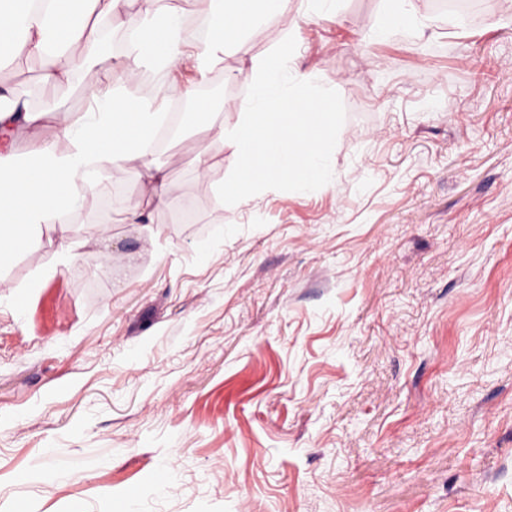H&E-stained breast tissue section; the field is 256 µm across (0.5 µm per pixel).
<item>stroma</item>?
<instances>
[{
	"label": "stroma",
	"mask_w": 512,
	"mask_h": 512,
	"mask_svg": "<svg viewBox=\"0 0 512 512\" xmlns=\"http://www.w3.org/2000/svg\"><path fill=\"white\" fill-rule=\"evenodd\" d=\"M388 6L288 0L227 48L223 107L156 152L164 204L113 167L71 218L103 238L0 269V512H512V0H412L381 38ZM290 35V70L345 106L333 179L221 206L226 104ZM40 72L0 68L43 115L21 154L104 79Z\"/></svg>",
	"instance_id": "1"
}]
</instances>
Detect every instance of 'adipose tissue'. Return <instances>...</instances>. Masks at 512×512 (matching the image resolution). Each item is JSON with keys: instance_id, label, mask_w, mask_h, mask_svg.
Here are the masks:
<instances>
[{"instance_id": "1", "label": "adipose tissue", "mask_w": 512, "mask_h": 512, "mask_svg": "<svg viewBox=\"0 0 512 512\" xmlns=\"http://www.w3.org/2000/svg\"><path fill=\"white\" fill-rule=\"evenodd\" d=\"M123 0H43L33 11V0H0V64L19 50L44 62L41 81L55 87L68 81L75 68L90 65L109 74L121 71L122 82H107L88 94L89 106L77 114L60 108L53 140L20 155L0 151V268L43 234H53L61 252L77 247L69 223L83 201L91 176L131 161L138 162L152 203L164 200L165 174L155 162L150 145L157 116L176 89L175 83L156 85L147 98L131 97L125 83L138 81L150 62L169 73L189 72L207 81L222 67L225 48L249 28L282 15L287 0H193L197 15L207 25L204 37L184 35L186 10L143 0L128 23V48L113 59L101 46L100 23L112 19ZM81 45V56L71 49Z\"/></svg>"}]
</instances>
